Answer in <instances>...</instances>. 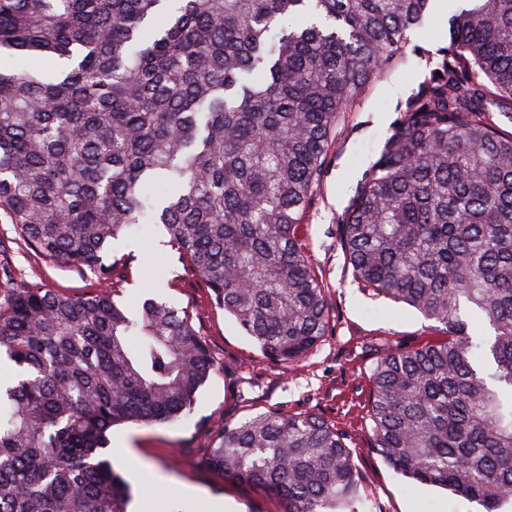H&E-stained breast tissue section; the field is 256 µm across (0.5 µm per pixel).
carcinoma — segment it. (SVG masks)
<instances>
[{
	"mask_svg": "<svg viewBox=\"0 0 512 512\" xmlns=\"http://www.w3.org/2000/svg\"><path fill=\"white\" fill-rule=\"evenodd\" d=\"M340 219L355 279L435 323L387 346L368 436L397 474L512 501V0H465ZM430 0H0V212L35 253L112 277L127 229L169 237L261 353L301 365L329 305L298 242L348 112ZM0 512H127L108 433L187 418L214 369L188 311L8 288ZM208 465L284 512H362L342 434L269 412Z\"/></svg>",
	"mask_w": 512,
	"mask_h": 512,
	"instance_id": "obj_1",
	"label": "carcinoma"
}]
</instances>
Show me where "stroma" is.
Returning <instances> with one entry per match:
<instances>
[{
	"instance_id": "obj_1",
	"label": "stroma",
	"mask_w": 512,
	"mask_h": 512,
	"mask_svg": "<svg viewBox=\"0 0 512 512\" xmlns=\"http://www.w3.org/2000/svg\"><path fill=\"white\" fill-rule=\"evenodd\" d=\"M459 0H431L421 28L410 32L398 63L362 96L330 154L315 200L299 235L315 276L322 282L331 327L322 345L300 366L266 358L236 322L216 307L207 288L178 258L162 232L131 228L112 244L113 257L131 258L110 286L121 299L154 297L189 310L216 368L202 388L193 414L176 424H123L112 438L124 439L133 466L119 472L129 486L158 478L166 512L199 503L212 512L221 500L233 512H283L278 497L224 477L206 463L218 443V428L259 413L315 414L334 425L354 452L360 481L373 512H481L477 503L446 490L409 482L372 450L364 425L369 375L384 344L414 346L438 339L431 321L415 309L365 291L353 276L340 240V217L357 183L389 135L396 109L422 80L430 60L448 42V18ZM0 238L16 283L83 296L99 288L97 276L35 256L0 214Z\"/></svg>"
}]
</instances>
